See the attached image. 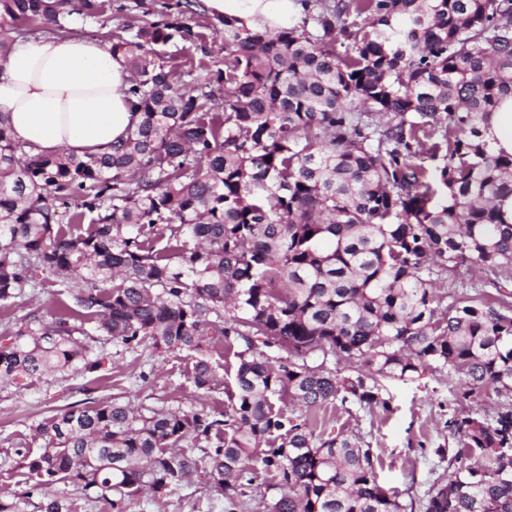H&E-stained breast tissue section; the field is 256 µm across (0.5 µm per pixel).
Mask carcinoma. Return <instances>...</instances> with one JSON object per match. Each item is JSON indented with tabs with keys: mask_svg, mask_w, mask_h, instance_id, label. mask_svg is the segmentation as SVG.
<instances>
[{
	"mask_svg": "<svg viewBox=\"0 0 512 512\" xmlns=\"http://www.w3.org/2000/svg\"><path fill=\"white\" fill-rule=\"evenodd\" d=\"M105 0H0V54L35 28L72 32ZM288 27L224 18V111L211 82L173 78L164 47L191 42L198 0L112 36L140 114L100 156L31 155L0 114V383L87 377L152 341L218 382L237 361L224 411L73 403L15 449L26 489L72 485L112 512L160 501L207 458L225 512L262 469L268 512H407L377 481L370 442L323 437L328 405L390 410L386 384L422 366L462 373L469 398L512 386V297L445 305L435 267L467 259L512 271V155L483 128L512 95V0H302ZM68 222H60V213ZM51 283L56 300L28 308ZM15 308L26 309L10 316ZM317 365L309 364L313 358ZM346 360L352 371L326 367ZM301 414L286 418L273 400ZM448 427V481L425 512H512V410H471ZM42 512H74L65 495Z\"/></svg>",
	"mask_w": 512,
	"mask_h": 512,
	"instance_id": "carcinoma-1",
	"label": "carcinoma"
}]
</instances>
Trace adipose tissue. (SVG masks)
<instances>
[{"label": "adipose tissue", "mask_w": 512, "mask_h": 512, "mask_svg": "<svg viewBox=\"0 0 512 512\" xmlns=\"http://www.w3.org/2000/svg\"><path fill=\"white\" fill-rule=\"evenodd\" d=\"M203 2L211 14L235 18L250 31L279 29L303 13L300 0ZM128 77L109 44L53 35L19 39L0 57V112L30 153L99 155L139 121L123 93Z\"/></svg>", "instance_id": "1"}]
</instances>
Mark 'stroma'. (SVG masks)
Segmentation results:
<instances>
[{"instance_id": "1", "label": "stroma", "mask_w": 512, "mask_h": 512, "mask_svg": "<svg viewBox=\"0 0 512 512\" xmlns=\"http://www.w3.org/2000/svg\"><path fill=\"white\" fill-rule=\"evenodd\" d=\"M162 0H109L104 14L95 20L75 17V36L107 41L124 24L141 25L154 19ZM198 38L186 51L175 54L169 65L177 71L194 70L206 75L224 67V31L218 17L205 14L191 21ZM438 293L470 300L490 299L498 293H512V274H493L474 261L436 283ZM111 358L103 365V377L87 382L81 377L66 380L41 379L18 391L0 387V489H15L20 478L18 443L38 449L32 429L66 404L83 400V386H90L93 399L129 402L149 407L204 406L223 407L225 391L232 386L237 364L221 354L213 360L219 367V386L211 392L197 390L189 375L193 367L184 353L163 354L151 343L123 350L111 348ZM465 378L450 375L435 367H425L408 382H391L389 411L366 410L349 404L329 405L317 410L311 422L318 433L335 436L359 434L369 441L381 465L376 472L381 486L395 490L401 500L413 503V512H424L423 503L429 487L447 477L448 461L439 449L453 446L448 432L449 417L461 408L479 409L485 419L512 407V390L494 387L482 389L467 403H460ZM132 512H224V498L212 489L204 470L193 472L188 483L158 504L140 502Z\"/></svg>"}]
</instances>
